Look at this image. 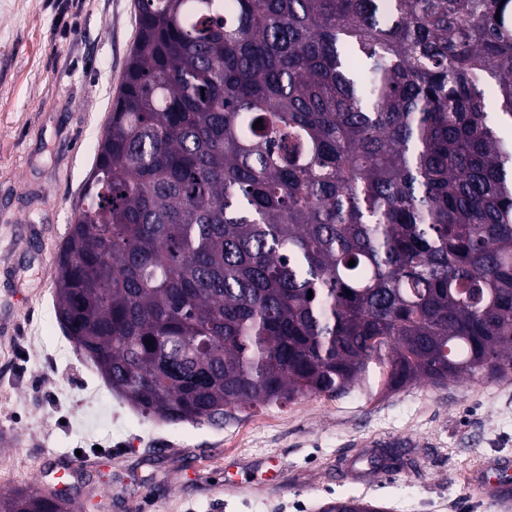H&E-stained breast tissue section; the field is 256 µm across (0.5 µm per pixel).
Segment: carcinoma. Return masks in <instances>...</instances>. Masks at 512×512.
I'll list each match as a JSON object with an SVG mask.
<instances>
[{"instance_id":"1","label":"carcinoma","mask_w":512,"mask_h":512,"mask_svg":"<svg viewBox=\"0 0 512 512\" xmlns=\"http://www.w3.org/2000/svg\"><path fill=\"white\" fill-rule=\"evenodd\" d=\"M135 7L55 280L113 391L176 424L512 375V0Z\"/></svg>"}]
</instances>
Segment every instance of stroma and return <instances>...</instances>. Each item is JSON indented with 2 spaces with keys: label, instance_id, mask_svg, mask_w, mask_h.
<instances>
[{
  "label": "stroma",
  "instance_id": "35a3bbf8",
  "mask_svg": "<svg viewBox=\"0 0 512 512\" xmlns=\"http://www.w3.org/2000/svg\"><path fill=\"white\" fill-rule=\"evenodd\" d=\"M136 34L134 0H0V495L62 479L84 512H495L481 482L512 461V376L171 424L75 350L56 258ZM228 470L246 485L225 491ZM324 512H381L380 507L355 497L336 499L329 503Z\"/></svg>",
  "mask_w": 512,
  "mask_h": 512
}]
</instances>
